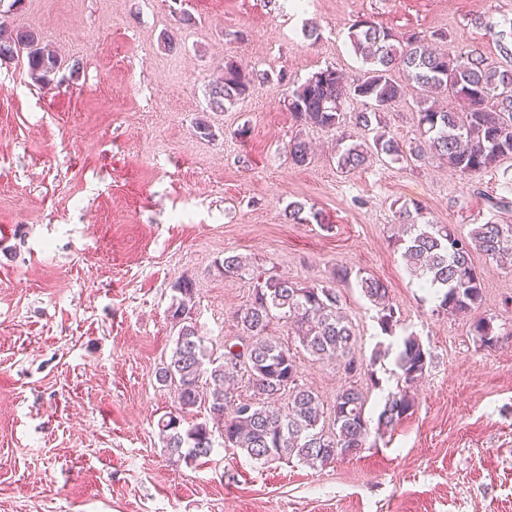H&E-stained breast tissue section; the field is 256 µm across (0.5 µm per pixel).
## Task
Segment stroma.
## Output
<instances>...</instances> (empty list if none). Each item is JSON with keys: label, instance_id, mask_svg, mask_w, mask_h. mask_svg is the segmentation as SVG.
<instances>
[{"label": "stroma", "instance_id": "35a3bbf8", "mask_svg": "<svg viewBox=\"0 0 512 512\" xmlns=\"http://www.w3.org/2000/svg\"><path fill=\"white\" fill-rule=\"evenodd\" d=\"M11 2L0 10L62 65L45 88L25 59L0 60V512H512V269L473 256L478 314L498 336L484 347L475 316L438 314L391 243L405 203L464 234L512 224V159L469 184L439 163L343 174L332 148L356 127L299 128L276 82L326 67L357 78L348 32L362 18L443 31L500 64L501 32L482 18L511 19L512 0ZM228 57L262 80L216 111L209 87ZM202 115L213 137L197 132ZM298 133L313 145L301 167L286 151ZM291 202L322 223L289 222ZM229 252L301 283L330 281L339 266L383 280L395 337L356 286L342 287L341 305L357 357L407 333L430 352L413 413L324 466L263 465L224 447L196 466L170 463L158 422L176 403L156 371L175 338L172 286L193 278L199 333L222 354L237 332L229 315L252 293L219 272ZM395 358L355 377L335 360L299 361L324 406L354 385L374 414L397 389Z\"/></svg>", "mask_w": 512, "mask_h": 512}]
</instances>
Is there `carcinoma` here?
<instances>
[{"instance_id": "obj_1", "label": "carcinoma", "mask_w": 512, "mask_h": 512, "mask_svg": "<svg viewBox=\"0 0 512 512\" xmlns=\"http://www.w3.org/2000/svg\"><path fill=\"white\" fill-rule=\"evenodd\" d=\"M354 53L368 65L363 76L350 79L335 68L313 73L303 82L285 74L278 83L288 86L283 103L303 127L338 129L351 120L361 136L336 143V169L349 172L377 162L422 166L432 158L445 162L471 182L512 156V47L500 46L506 64L490 67L476 49L453 47L436 51L426 37L395 32L363 18L349 30ZM26 54L31 77L43 87L52 84L61 61L49 46L28 29L0 20V59ZM412 84L418 110L412 113L418 133L408 145L387 132V114ZM256 83L254 72L232 58L224 59L223 75L211 90L210 105L225 110L249 96ZM447 94L461 109L440 108L430 102L434 94ZM353 96L366 108L346 116L344 103ZM292 161L304 166L311 160L303 135L288 142ZM305 205H288V220L322 222L320 213L303 216ZM402 234L393 244L402 251L410 275L422 288L439 290L438 308L455 316L482 305V279L472 262L481 252L512 268V224H478L464 236L450 224H430L423 207L402 205L395 211ZM226 278L246 279L252 286L249 303L232 312L237 336L245 340L233 352V340H224V353L216 357L204 344L193 316L195 288L188 276L174 286L169 317L176 329L171 355L156 372L163 386L175 387L178 413L159 424L163 448L173 463H200L214 449L209 421L183 426L181 412L197 406L209 410L221 424L224 447L236 448L261 464L297 459L312 467L354 457L371 434L382 435L413 413L410 388L424 376L430 353L409 334L402 338L396 365L401 388L389 394L377 419L366 415L363 393L351 385L340 390L330 410L319 396L299 383V363L291 349L269 336L273 321L293 326L303 350L321 360L339 358L349 373L374 372L355 355V332L341 314L336 284L347 283L350 272L339 269L330 283H298L271 269L261 270L247 258L228 254L220 266ZM357 287L378 309L381 331L392 336L400 324L389 299V288L379 278L356 276ZM475 335L488 347L497 342L491 321L473 323ZM243 384L251 394L239 401L225 389Z\"/></svg>"}]
</instances>
